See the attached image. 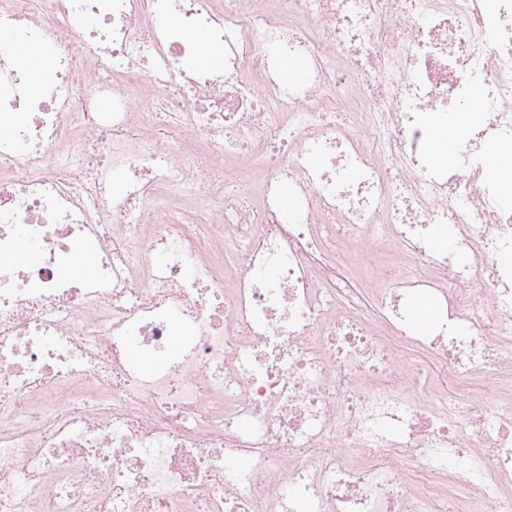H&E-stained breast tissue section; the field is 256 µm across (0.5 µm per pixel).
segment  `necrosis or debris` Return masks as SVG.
<instances>
[{"mask_svg":"<svg viewBox=\"0 0 512 512\" xmlns=\"http://www.w3.org/2000/svg\"><path fill=\"white\" fill-rule=\"evenodd\" d=\"M2 32L0 512H512V0H0ZM456 125L441 124L432 135V149L436 156L450 158L455 142Z\"/></svg>","mask_w":512,"mask_h":512,"instance_id":"obj_1","label":"necrosis or debris"}]
</instances>
